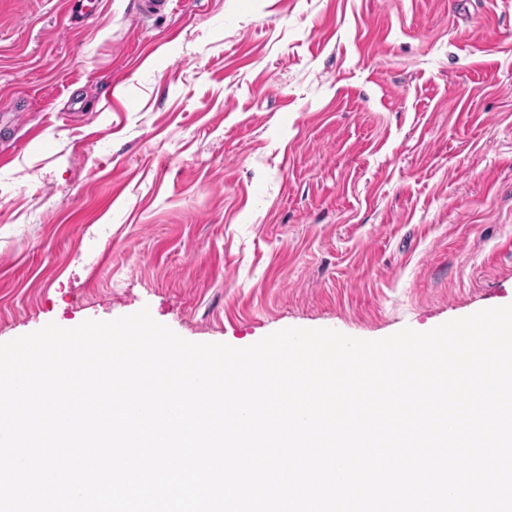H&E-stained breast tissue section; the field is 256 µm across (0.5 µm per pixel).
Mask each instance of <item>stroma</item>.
Listing matches in <instances>:
<instances>
[{
  "mask_svg": "<svg viewBox=\"0 0 512 512\" xmlns=\"http://www.w3.org/2000/svg\"><path fill=\"white\" fill-rule=\"evenodd\" d=\"M95 2L0 0V343L512 304V0Z\"/></svg>",
  "mask_w": 512,
  "mask_h": 512,
  "instance_id": "stroma-1",
  "label": "stroma"
}]
</instances>
